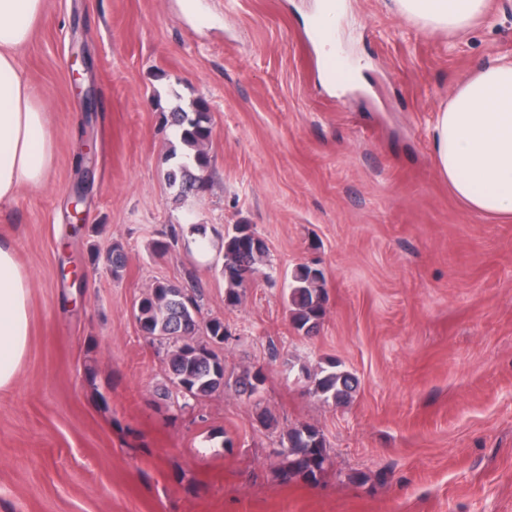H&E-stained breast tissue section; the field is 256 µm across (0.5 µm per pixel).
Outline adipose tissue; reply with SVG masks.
<instances>
[{
    "label": "adipose tissue",
    "instance_id": "1",
    "mask_svg": "<svg viewBox=\"0 0 512 512\" xmlns=\"http://www.w3.org/2000/svg\"><path fill=\"white\" fill-rule=\"evenodd\" d=\"M404 17L454 33L483 14L485 0H396ZM45 0H0V202L47 180L53 141L44 104L16 52L30 39ZM433 155L454 195L485 216L512 217V61L480 69L438 112ZM29 279L14 245L0 240V389L11 385L30 333Z\"/></svg>",
    "mask_w": 512,
    "mask_h": 512
}]
</instances>
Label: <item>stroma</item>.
Returning a JSON list of instances; mask_svg holds the SVG:
<instances>
[{
	"label": "stroma",
	"mask_w": 512,
	"mask_h": 512,
	"mask_svg": "<svg viewBox=\"0 0 512 512\" xmlns=\"http://www.w3.org/2000/svg\"><path fill=\"white\" fill-rule=\"evenodd\" d=\"M323 7L46 0L17 57L45 103L51 172L0 204L31 317L0 389V512H512V221L459 201L431 140L456 88L512 60V0H487L454 35L394 0H345L329 45L309 35ZM199 98L208 188L178 197L170 113ZM190 219L207 227L206 254L188 234L155 255ZM235 224L268 256L229 306L217 246ZM115 243L117 278L91 262ZM303 263L329 294L312 336L288 312ZM159 280L198 283L202 320L230 333L226 387L185 409L134 316ZM327 359L359 381L347 404L288 372ZM247 369L264 374L251 398L233 387ZM300 424L322 430L332 459L314 485L277 476L272 450Z\"/></svg>",
	"instance_id": "stroma-1"
}]
</instances>
